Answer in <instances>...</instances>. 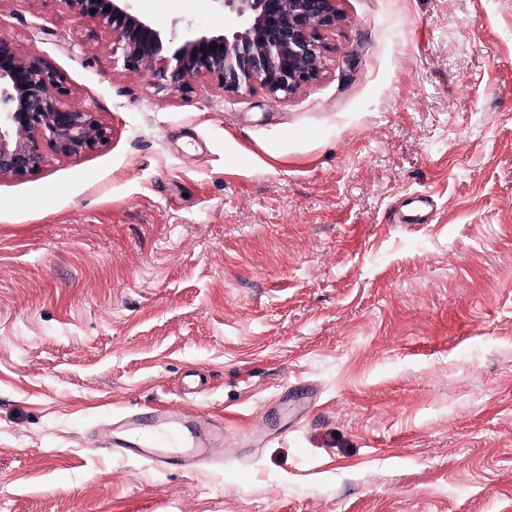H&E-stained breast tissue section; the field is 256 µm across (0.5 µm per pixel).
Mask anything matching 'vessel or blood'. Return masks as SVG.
<instances>
[{"label":"vessel or blood","mask_w":512,"mask_h":512,"mask_svg":"<svg viewBox=\"0 0 512 512\" xmlns=\"http://www.w3.org/2000/svg\"><path fill=\"white\" fill-rule=\"evenodd\" d=\"M432 211L430 196L406 197L404 208L390 215L397 224L426 223ZM224 441V424L208 414L177 416L163 411H128L116 428L110 448L154 462L187 465L209 457Z\"/></svg>","instance_id":"1"}]
</instances>
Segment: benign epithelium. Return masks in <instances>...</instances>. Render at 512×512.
Returning <instances> with one entry per match:
<instances>
[{"instance_id":"benign-epithelium-1","label":"benign epithelium","mask_w":512,"mask_h":512,"mask_svg":"<svg viewBox=\"0 0 512 512\" xmlns=\"http://www.w3.org/2000/svg\"><path fill=\"white\" fill-rule=\"evenodd\" d=\"M59 2L110 31L112 62L150 73L160 89L192 92L209 79L227 93L260 89L284 99L320 76L322 33L338 20L336 0H211L235 15V29L189 27L173 48L133 0ZM68 96L64 77L42 55L21 54L0 34V176L30 175L50 152L72 157L108 143V128Z\"/></svg>"}]
</instances>
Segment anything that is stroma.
Wrapping results in <instances>:
<instances>
[{"instance_id": "1", "label": "stroma", "mask_w": 512, "mask_h": 512, "mask_svg": "<svg viewBox=\"0 0 512 512\" xmlns=\"http://www.w3.org/2000/svg\"><path fill=\"white\" fill-rule=\"evenodd\" d=\"M337 9L282 101L157 90L59 0H0L110 133L0 176V512H512V0ZM411 193L429 223H387ZM133 408L224 444L107 451Z\"/></svg>"}]
</instances>
